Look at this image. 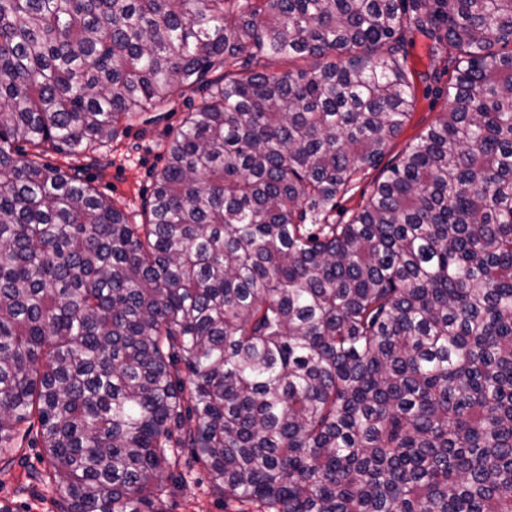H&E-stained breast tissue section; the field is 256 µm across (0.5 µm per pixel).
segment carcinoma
<instances>
[{
	"instance_id": "obj_1",
	"label": "carcinoma",
	"mask_w": 512,
	"mask_h": 512,
	"mask_svg": "<svg viewBox=\"0 0 512 512\" xmlns=\"http://www.w3.org/2000/svg\"><path fill=\"white\" fill-rule=\"evenodd\" d=\"M409 30L448 110L337 224ZM183 87L143 223L42 163ZM24 445L55 512H167L183 448L232 512H512V0H0L1 472ZM254 66L258 71H263L274 76H280L283 73L288 72V70L294 69L295 67H305L306 62H288L287 60L257 56L254 60Z\"/></svg>"
}]
</instances>
